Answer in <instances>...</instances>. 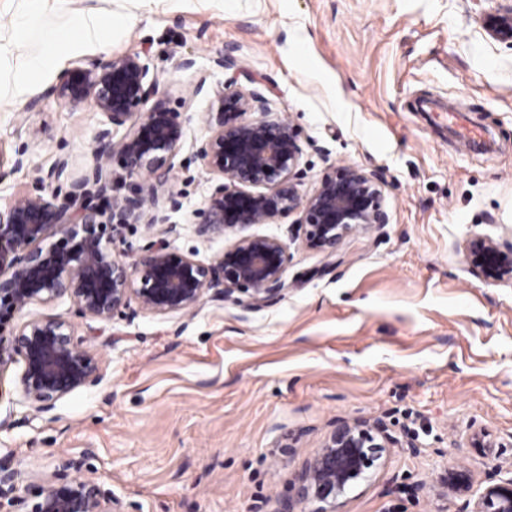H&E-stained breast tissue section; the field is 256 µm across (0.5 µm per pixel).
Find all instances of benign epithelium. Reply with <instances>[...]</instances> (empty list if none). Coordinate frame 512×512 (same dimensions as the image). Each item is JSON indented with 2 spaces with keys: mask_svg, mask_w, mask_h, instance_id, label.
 Returning a JSON list of instances; mask_svg holds the SVG:
<instances>
[{
  "mask_svg": "<svg viewBox=\"0 0 512 512\" xmlns=\"http://www.w3.org/2000/svg\"><path fill=\"white\" fill-rule=\"evenodd\" d=\"M489 35L512 45V7L488 18ZM48 95L78 108L93 106L104 128L85 174H69L67 156L55 160L38 181L69 182L66 201L53 195L23 194L0 206V377L22 362L21 384L33 415L52 412L56 403L101 379L97 351L76 334L73 322L59 315H34L5 330V318L33 305L71 300L81 316L110 322L131 304L155 316L193 314L206 300L236 301L258 309L282 296L289 245L277 237L251 234L257 224L298 215L302 243L334 255L344 240L389 223L383 208L381 175L354 165H333L309 194L300 192V133L271 107L270 99L231 77L212 84L201 78L180 98L190 108L203 98L201 113L208 136L196 157L214 184L199 212L197 234L208 241L230 230L234 241L204 262L194 253L170 248L167 217L152 209L182 207L181 194L166 190L159 198L184 143L181 113L158 94L151 59L129 53L110 60L89 59L66 71ZM127 127L113 140V131ZM118 163L132 187L113 193L111 166ZM18 171L24 152L0 145V169ZM146 222L157 240L129 265L113 250L131 224ZM472 274L485 281L512 284V240L476 235L465 244ZM398 444L381 419L337 425L290 480V494L279 512H340L348 493L369 479L388 449ZM442 497L466 498L463 512H512V476L473 491L465 469H448L438 478ZM24 502L17 472L0 464V507ZM31 512H126V505L95 479L80 473L68 458L45 477Z\"/></svg>",
  "mask_w": 512,
  "mask_h": 512,
  "instance_id": "obj_1",
  "label": "benign epithelium"
}]
</instances>
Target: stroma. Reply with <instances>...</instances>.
I'll return each instance as SVG.
<instances>
[{"instance_id":"stroma-1","label":"stroma","mask_w":512,"mask_h":512,"mask_svg":"<svg viewBox=\"0 0 512 512\" xmlns=\"http://www.w3.org/2000/svg\"><path fill=\"white\" fill-rule=\"evenodd\" d=\"M126 25L113 55L149 53L171 100L231 45L237 66L300 129L313 190L332 165L380 171L390 222L345 239L335 256L292 240L290 219L252 226L288 242L283 296L249 309L205 301L193 315L138 313L89 332L67 299L35 314L92 336L102 380L41 418L25 406L21 364L0 377V463L36 493L57 462H80L137 512H278L290 476L334 427L384 420L398 438L344 512H459L438 499L448 468L474 488L512 476V286L469 272L466 241L512 237V46L482 19L505 0H75ZM193 55L194 68L179 65ZM466 105L482 144L458 147L448 107ZM171 184L172 248L209 260L231 236L198 237L212 176L192 145L207 132L184 111ZM103 117L46 97L38 112L0 108V205L39 193L62 155L93 164ZM496 447L481 448L474 434ZM287 447H280V438Z\"/></svg>"}]
</instances>
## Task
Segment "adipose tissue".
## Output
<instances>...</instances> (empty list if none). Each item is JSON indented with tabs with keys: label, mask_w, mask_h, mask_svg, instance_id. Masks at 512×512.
<instances>
[{
	"label": "adipose tissue",
	"mask_w": 512,
	"mask_h": 512,
	"mask_svg": "<svg viewBox=\"0 0 512 512\" xmlns=\"http://www.w3.org/2000/svg\"><path fill=\"white\" fill-rule=\"evenodd\" d=\"M69 0H23V8L13 23L14 44L36 40L40 52L13 55L0 46V70L13 72L11 83L0 84V104H14L38 92L42 82L57 67L64 52H108L120 17L94 10L70 15L65 26H51L49 14L64 10Z\"/></svg>",
	"instance_id": "ef3b65f1"
}]
</instances>
